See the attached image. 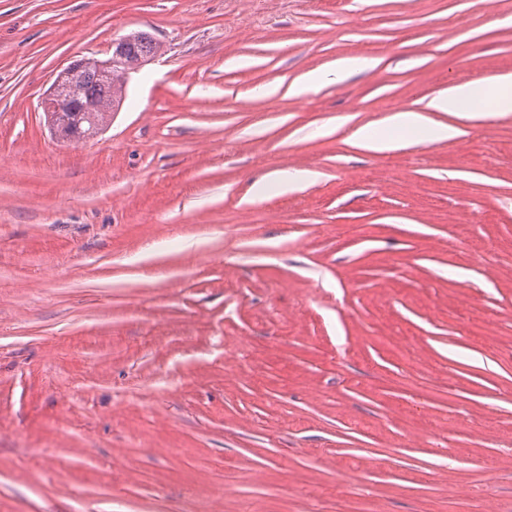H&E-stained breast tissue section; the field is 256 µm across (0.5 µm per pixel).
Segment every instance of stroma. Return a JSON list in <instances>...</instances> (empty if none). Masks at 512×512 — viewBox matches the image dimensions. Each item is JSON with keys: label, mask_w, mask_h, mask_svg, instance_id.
Here are the masks:
<instances>
[{"label": "stroma", "mask_w": 512, "mask_h": 512, "mask_svg": "<svg viewBox=\"0 0 512 512\" xmlns=\"http://www.w3.org/2000/svg\"><path fill=\"white\" fill-rule=\"evenodd\" d=\"M136 30L57 142L55 72ZM506 75L512 0H0V512H512V112L353 139ZM148 33L147 31H138L128 34L132 38V42L128 44L121 66L112 68L120 64L118 56L112 55L113 49L107 58L93 57L89 61L96 71L95 78L101 85L110 88L112 80V107L114 104L122 105L124 102L127 71L139 66L146 59L157 56L160 52L161 46L157 41L144 37ZM137 70L135 68L133 72ZM389 126L404 135H414L422 142H440L452 139L461 134L453 125L434 123L421 112L407 110L395 112L389 119ZM319 177L317 172L309 170L272 173L256 182L253 193L265 196L269 193L288 194L298 192Z\"/></svg>", "instance_id": "1"}]
</instances>
